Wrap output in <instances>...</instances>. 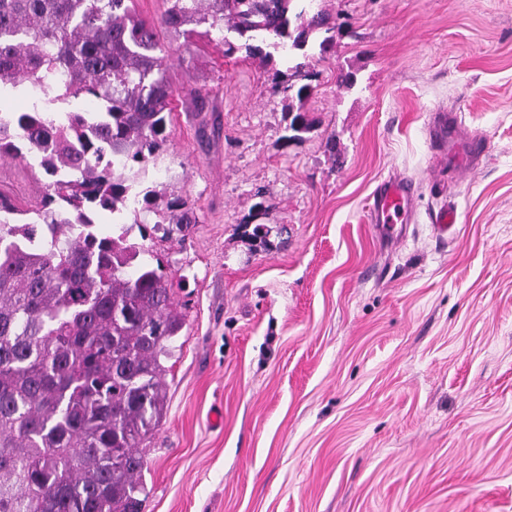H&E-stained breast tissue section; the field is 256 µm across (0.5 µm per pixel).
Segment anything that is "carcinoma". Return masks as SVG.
I'll list each match as a JSON object with an SVG mask.
<instances>
[{
    "instance_id": "carcinoma-1",
    "label": "carcinoma",
    "mask_w": 512,
    "mask_h": 512,
    "mask_svg": "<svg viewBox=\"0 0 512 512\" xmlns=\"http://www.w3.org/2000/svg\"><path fill=\"white\" fill-rule=\"evenodd\" d=\"M314 0H168L156 27L133 0H0V93L25 86L26 112L0 114V157H35L49 177L35 209L0 196V512H142V445L166 415L164 361L184 316L149 249L102 237L101 211L152 207L139 190L164 152L173 89L162 31L199 35L312 79L336 24ZM91 98L93 112H48ZM179 224H193L188 200Z\"/></svg>"
}]
</instances>
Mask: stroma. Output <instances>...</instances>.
I'll list each match as a JSON object with an SVG mask.
<instances>
[{"label":"stroma","instance_id":"35a3bbf8","mask_svg":"<svg viewBox=\"0 0 512 512\" xmlns=\"http://www.w3.org/2000/svg\"><path fill=\"white\" fill-rule=\"evenodd\" d=\"M314 7L336 28L303 99L281 56L161 40L175 110L147 183L196 221L167 233L146 211L131 231L186 316L143 512H512V0ZM295 111L313 126L287 143ZM440 111L484 144L478 164L437 155ZM395 177L413 222L370 223ZM44 181L0 158L19 208Z\"/></svg>","mask_w":512,"mask_h":512}]
</instances>
